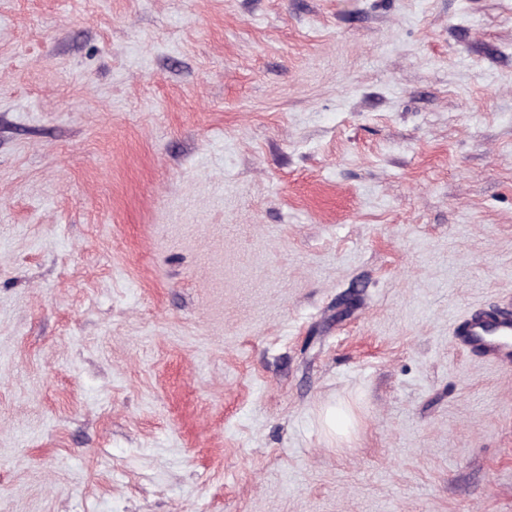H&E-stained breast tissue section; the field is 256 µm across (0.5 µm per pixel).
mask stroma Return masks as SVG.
Wrapping results in <instances>:
<instances>
[{"mask_svg":"<svg viewBox=\"0 0 512 512\" xmlns=\"http://www.w3.org/2000/svg\"><path fill=\"white\" fill-rule=\"evenodd\" d=\"M511 310L512 0H0V512H512ZM470 347L501 363L512 361V315H483L467 319L454 330Z\"/></svg>","mask_w":512,"mask_h":512,"instance_id":"obj_1","label":"stroma"}]
</instances>
